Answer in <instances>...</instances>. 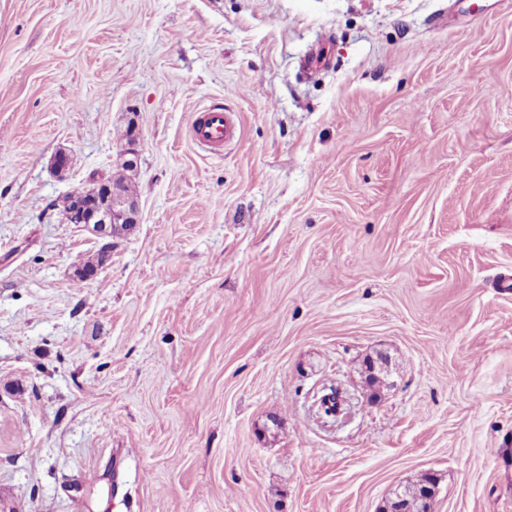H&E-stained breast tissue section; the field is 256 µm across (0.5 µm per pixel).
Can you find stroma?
<instances>
[{
  "label": "stroma",
  "instance_id": "stroma-1",
  "mask_svg": "<svg viewBox=\"0 0 512 512\" xmlns=\"http://www.w3.org/2000/svg\"><path fill=\"white\" fill-rule=\"evenodd\" d=\"M95 175L138 213L78 286ZM420 472L512 512V0H0V512H383ZM239 132V122L235 114L222 108H209L197 111L191 126L193 141L210 151H220Z\"/></svg>",
  "mask_w": 512,
  "mask_h": 512
}]
</instances>
